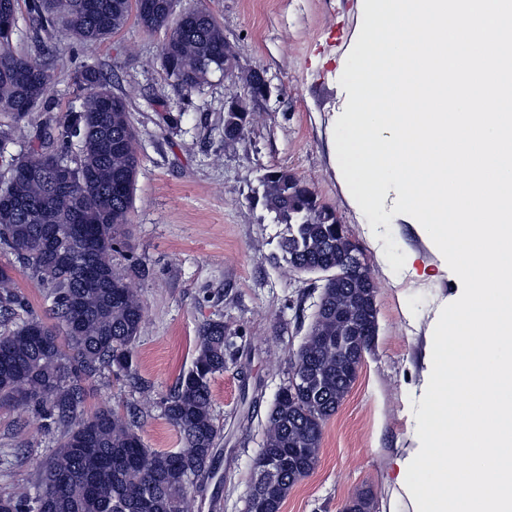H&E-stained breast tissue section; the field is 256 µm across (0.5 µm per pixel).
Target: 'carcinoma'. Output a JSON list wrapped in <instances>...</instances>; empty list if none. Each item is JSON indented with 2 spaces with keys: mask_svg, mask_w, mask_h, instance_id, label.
Listing matches in <instances>:
<instances>
[{
  "mask_svg": "<svg viewBox=\"0 0 512 512\" xmlns=\"http://www.w3.org/2000/svg\"><path fill=\"white\" fill-rule=\"evenodd\" d=\"M28 19L52 36L61 28L81 44L105 40L133 20L147 31L168 33L161 65L190 91L232 61L224 32L205 8L174 15L170 0H25ZM48 68L0 41V158L31 112L45 103ZM81 104L62 123L45 121L31 134L29 151L12 156L0 182V407L32 408L62 428L59 446L39 471L34 491L0 496V512H192L198 493L217 474L221 429L213 415L211 382L224 372V322L198 330L191 366L161 401L177 429V451L148 448L137 414L103 405L83 411V381L105 368L134 371L144 305L139 290L114 266L112 252L125 235L139 170L136 130L127 101L93 65L76 73ZM242 106L224 108V130L246 127ZM73 169L71 182L51 166L28 176L22 169L44 154ZM263 200L285 225L279 242L289 268L323 266L339 273L323 289L313 333L294 360L311 382L293 392L283 387L266 417L246 512H280L292 487L319 458L322 425L336 413L356 379L358 361L339 336L352 310L370 327L377 310L359 278L347 273L351 239L336 216L295 174L271 170L262 177ZM50 291L59 325L50 326L19 290L16 267ZM100 277L82 282L84 268Z\"/></svg>",
  "mask_w": 512,
  "mask_h": 512,
  "instance_id": "cac0c4a2",
  "label": "carcinoma"
}]
</instances>
